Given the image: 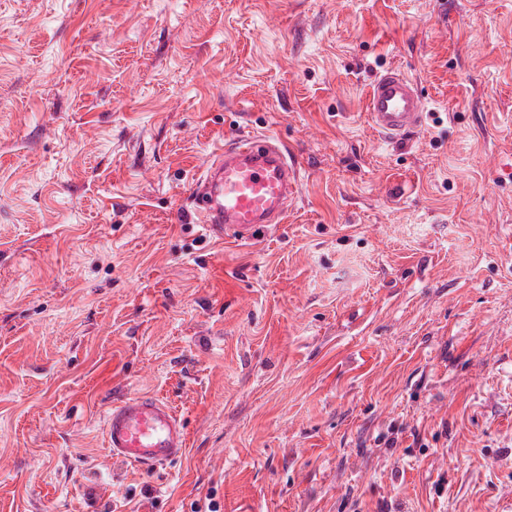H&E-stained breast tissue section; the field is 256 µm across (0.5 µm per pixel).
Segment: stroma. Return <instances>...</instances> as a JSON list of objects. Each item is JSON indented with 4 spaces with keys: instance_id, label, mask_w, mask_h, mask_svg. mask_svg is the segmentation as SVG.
<instances>
[{
    "instance_id": "1",
    "label": "stroma",
    "mask_w": 512,
    "mask_h": 512,
    "mask_svg": "<svg viewBox=\"0 0 512 512\" xmlns=\"http://www.w3.org/2000/svg\"><path fill=\"white\" fill-rule=\"evenodd\" d=\"M267 133L297 196L224 245L191 185ZM138 394L188 431L150 472L102 434ZM210 497L512 512V0H0V512ZM427 99L401 71L388 68L374 79L367 101L371 126L387 138L402 137L421 128Z\"/></svg>"
}]
</instances>
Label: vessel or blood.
I'll use <instances>...</instances> for the list:
<instances>
[{
  "mask_svg": "<svg viewBox=\"0 0 512 512\" xmlns=\"http://www.w3.org/2000/svg\"><path fill=\"white\" fill-rule=\"evenodd\" d=\"M427 99L401 71L374 79L367 101L371 126L394 139L421 128ZM299 186V169L270 135H240L213 154L194 180V213L206 234L225 243L246 242L258 231L277 230ZM104 437L113 457L150 471L177 461L187 432L171 407L143 395L113 403L104 416Z\"/></svg>",
  "mask_w": 512,
  "mask_h": 512,
  "instance_id": "1",
  "label": "vessel or blood"
}]
</instances>
